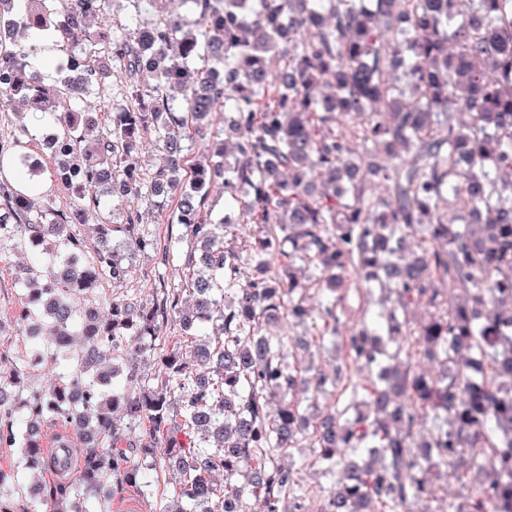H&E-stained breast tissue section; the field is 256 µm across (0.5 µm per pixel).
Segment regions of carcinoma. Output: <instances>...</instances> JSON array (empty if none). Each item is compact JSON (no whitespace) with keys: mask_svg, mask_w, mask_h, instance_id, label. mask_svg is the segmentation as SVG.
<instances>
[{"mask_svg":"<svg viewBox=\"0 0 512 512\" xmlns=\"http://www.w3.org/2000/svg\"><path fill=\"white\" fill-rule=\"evenodd\" d=\"M53 2L26 0L25 13L0 21L10 29L0 110L20 96L43 115L50 178L73 191L66 211L38 191L44 169L29 163L27 128L0 141V167L22 171L18 184L0 180V246L38 254L20 270L18 326L49 328L43 349L0 374V414L23 412L28 476L15 498L0 490V508L86 512L81 499L112 481L150 487L113 449L119 413L148 422L153 445L139 452L163 449L154 469L179 476L175 506L162 512H301L303 490L279 456L305 447L318 450L325 474H340L322 512H409L425 492L412 471L442 468L474 483L448 512H512V0H188L185 16L159 10L135 28L114 22L109 35L91 25L108 0ZM34 30L67 48L55 86L28 68ZM114 66L125 108L102 128L71 100L99 91ZM450 107L466 119L448 124ZM223 110L232 147L217 131L209 154L190 161L189 143ZM148 137L164 161L145 172L138 148ZM353 137L363 147L356 159ZM217 179L238 208L214 220L205 203ZM104 193L151 206L177 198L192 243L188 280L145 302L105 295V314L74 301L124 279L122 249L152 242L138 232L143 215L128 211L120 224L97 225L87 246L74 225ZM453 196L469 205L457 224L448 222ZM119 228L123 248L113 243ZM298 260L333 297L319 338L341 339L350 359L375 368L370 386L322 410L300 401L327 381L297 360L312 341L268 335L281 318L315 322ZM437 280L462 300L439 298ZM364 286L390 303L385 342L364 324L340 329L337 307ZM185 293L192 304H181ZM424 297L435 311L413 327L407 312ZM167 320L181 338L147 379L124 357L126 338L153 336ZM414 354L438 371L415 370ZM46 355L67 371L23 398L26 366ZM119 377L138 391H115ZM427 415L439 424L420 441ZM48 418L86 443L72 483L38 480Z\"/></svg>","mask_w":512,"mask_h":512,"instance_id":"obj_1","label":"carcinoma"}]
</instances>
